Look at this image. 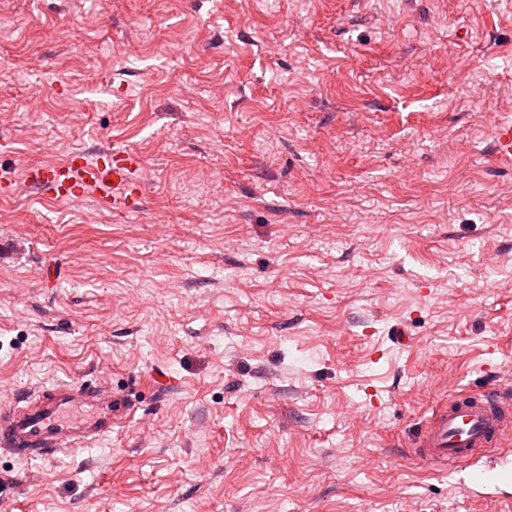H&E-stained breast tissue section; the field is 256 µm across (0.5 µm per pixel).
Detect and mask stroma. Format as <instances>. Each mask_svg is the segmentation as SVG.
I'll use <instances>...</instances> for the list:
<instances>
[{
  "label": "stroma",
  "instance_id": "35a3bbf8",
  "mask_svg": "<svg viewBox=\"0 0 512 512\" xmlns=\"http://www.w3.org/2000/svg\"><path fill=\"white\" fill-rule=\"evenodd\" d=\"M510 90L512 0H0V167L144 161L137 214L0 197V396L137 407L0 512H512L411 452L512 388Z\"/></svg>",
  "mask_w": 512,
  "mask_h": 512
}]
</instances>
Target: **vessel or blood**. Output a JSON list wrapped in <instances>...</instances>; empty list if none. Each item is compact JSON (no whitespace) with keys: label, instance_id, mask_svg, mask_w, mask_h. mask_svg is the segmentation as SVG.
Masks as SVG:
<instances>
[{"label":"vessel or blood","instance_id":"1","mask_svg":"<svg viewBox=\"0 0 512 512\" xmlns=\"http://www.w3.org/2000/svg\"><path fill=\"white\" fill-rule=\"evenodd\" d=\"M143 160L132 151L76 150L57 161L28 166L23 182L56 202L95 196L99 207L131 210L140 195ZM134 406L111 386L59 382L12 397L0 407V452L20 460L50 459L89 448L131 417ZM512 430V397L491 384L481 397L440 405L422 423L413 453L445 467L502 449Z\"/></svg>","mask_w":512,"mask_h":512}]
</instances>
